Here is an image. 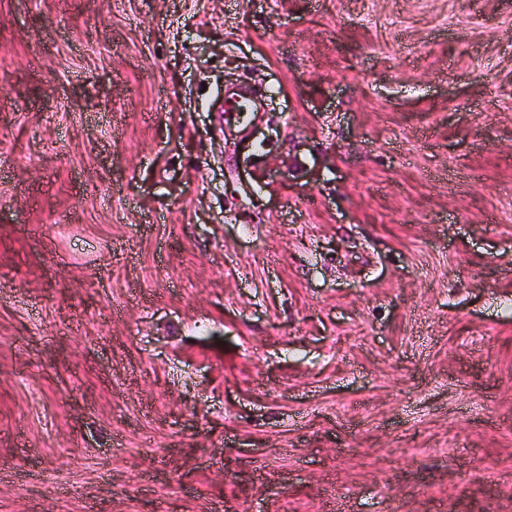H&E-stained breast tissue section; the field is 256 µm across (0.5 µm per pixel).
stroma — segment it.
Returning <instances> with one entry per match:
<instances>
[{"label": "stroma", "instance_id": "obj_1", "mask_svg": "<svg viewBox=\"0 0 512 512\" xmlns=\"http://www.w3.org/2000/svg\"><path fill=\"white\" fill-rule=\"evenodd\" d=\"M0 512H512V0H0ZM224 112H232L240 125L247 126L255 112L254 101L244 93L225 94Z\"/></svg>", "mask_w": 512, "mask_h": 512}]
</instances>
